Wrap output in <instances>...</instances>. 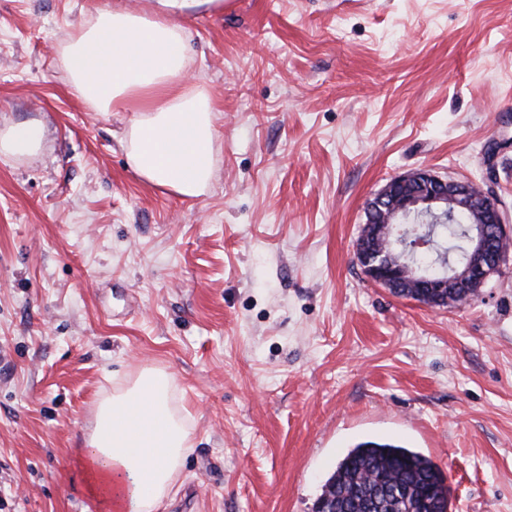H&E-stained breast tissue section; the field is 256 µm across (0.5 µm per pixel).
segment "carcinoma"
Masks as SVG:
<instances>
[{"instance_id": "cac0c4a2", "label": "carcinoma", "mask_w": 512, "mask_h": 512, "mask_svg": "<svg viewBox=\"0 0 512 512\" xmlns=\"http://www.w3.org/2000/svg\"><path fill=\"white\" fill-rule=\"evenodd\" d=\"M468 217L442 224L408 223L379 245L393 248L401 236L433 233L436 246L420 250L412 263L436 273L466 255ZM322 493L336 502V512H430L433 503L450 512L448 485L441 469L423 454L388 442L363 441L338 462Z\"/></svg>"}]
</instances>
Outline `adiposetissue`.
<instances>
[{
    "instance_id": "obj_1",
    "label": "adipose tissue",
    "mask_w": 512,
    "mask_h": 512,
    "mask_svg": "<svg viewBox=\"0 0 512 512\" xmlns=\"http://www.w3.org/2000/svg\"><path fill=\"white\" fill-rule=\"evenodd\" d=\"M153 13L115 5L70 36L62 65L77 97L100 112L127 113L121 139L132 170L176 195L201 197L216 163L210 91L186 77L188 0H156ZM172 376L144 369L105 395L79 455L97 512H158L193 434L170 405Z\"/></svg>"
}]
</instances>
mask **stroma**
<instances>
[{"label": "stroma", "mask_w": 512, "mask_h": 512, "mask_svg": "<svg viewBox=\"0 0 512 512\" xmlns=\"http://www.w3.org/2000/svg\"><path fill=\"white\" fill-rule=\"evenodd\" d=\"M0 0V512H85L98 400L175 378L194 446L160 512H311L373 439L430 457L451 512H512V258L434 308L370 281L367 201L419 169L512 207V0H224L185 17L217 109L207 193L140 179L123 112L61 65L99 8ZM41 137L37 125L10 127L2 134L0 130V156L32 152L40 146Z\"/></svg>", "instance_id": "35a3bbf8"}]
</instances>
